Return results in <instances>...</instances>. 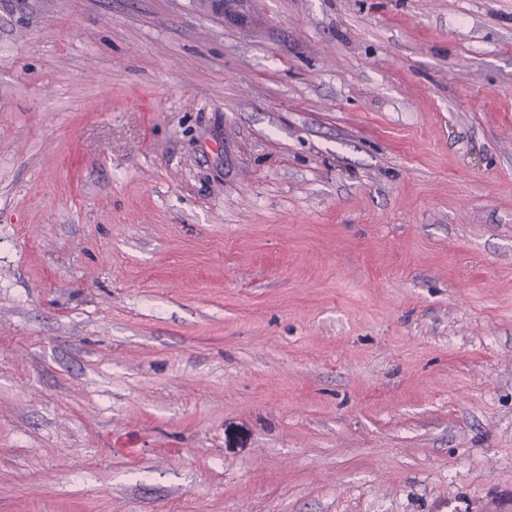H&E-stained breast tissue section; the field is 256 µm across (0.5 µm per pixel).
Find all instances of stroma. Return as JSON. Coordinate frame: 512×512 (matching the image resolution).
I'll list each match as a JSON object with an SVG mask.
<instances>
[{"label": "stroma", "mask_w": 512, "mask_h": 512, "mask_svg": "<svg viewBox=\"0 0 512 512\" xmlns=\"http://www.w3.org/2000/svg\"><path fill=\"white\" fill-rule=\"evenodd\" d=\"M0 512H512V0H0Z\"/></svg>", "instance_id": "1"}]
</instances>
